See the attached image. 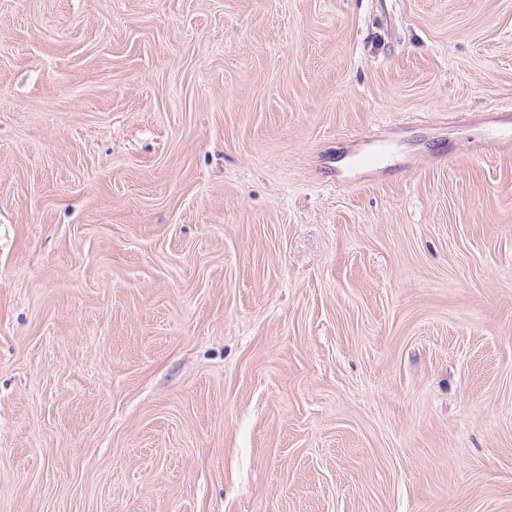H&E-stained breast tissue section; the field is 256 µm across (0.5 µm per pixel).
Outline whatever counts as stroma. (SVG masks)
<instances>
[{
	"label": "stroma",
	"mask_w": 512,
	"mask_h": 512,
	"mask_svg": "<svg viewBox=\"0 0 512 512\" xmlns=\"http://www.w3.org/2000/svg\"><path fill=\"white\" fill-rule=\"evenodd\" d=\"M509 110L512 0H0V512H512Z\"/></svg>",
	"instance_id": "1"
}]
</instances>
